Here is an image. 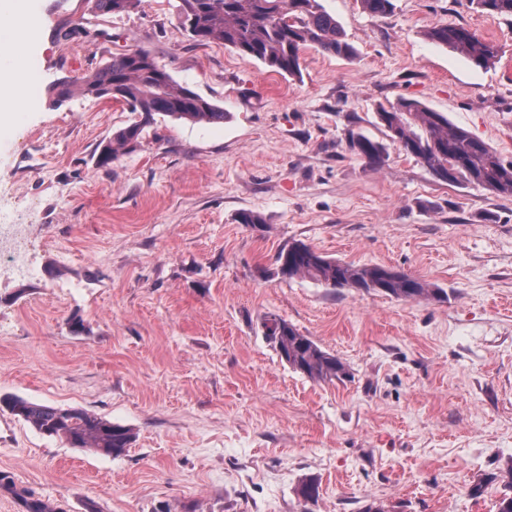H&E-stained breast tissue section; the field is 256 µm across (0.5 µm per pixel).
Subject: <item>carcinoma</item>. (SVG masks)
<instances>
[{
    "label": "carcinoma",
    "mask_w": 512,
    "mask_h": 512,
    "mask_svg": "<svg viewBox=\"0 0 512 512\" xmlns=\"http://www.w3.org/2000/svg\"><path fill=\"white\" fill-rule=\"evenodd\" d=\"M142 0H86L87 8L100 14H130ZM363 10L383 16L392 0H360ZM489 14L512 17V0H472ZM178 17L196 45L221 43L251 57L271 71L289 77L300 74L301 53L307 48L350 58L354 48L339 23L318 0H180ZM429 40L464 56L475 65L487 67L498 55L497 45L468 28L438 23L430 27ZM53 101L61 104L75 97H110L139 114L134 121L112 134L99 156L107 166L123 149H133L144 139V129L162 115L174 121L222 123L220 107L179 85L153 54L137 48L112 55L98 69L77 79L54 84ZM377 117L388 142L363 133L351 136L350 149L370 167L382 165L389 146L423 163L441 182L454 186H476L497 195L512 196V163L504 162L488 144L453 124L447 116L414 100H401ZM286 263L288 278L301 277L328 288H353L409 300H442L446 292L401 271L382 265H355L324 256L309 245L294 242L281 249L276 263ZM263 335L280 358L293 370L316 382L341 380L346 365L323 350L282 318L270 316L263 322ZM0 406L29 423L36 431L68 442L74 448L89 449L118 457L133 439L130 428L89 413L81 408L55 407L19 396L1 397Z\"/></svg>",
    "instance_id": "cac0c4a2"
}]
</instances>
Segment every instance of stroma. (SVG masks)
Wrapping results in <instances>:
<instances>
[{
    "label": "stroma",
    "mask_w": 512,
    "mask_h": 512,
    "mask_svg": "<svg viewBox=\"0 0 512 512\" xmlns=\"http://www.w3.org/2000/svg\"><path fill=\"white\" fill-rule=\"evenodd\" d=\"M355 54L309 48L295 78L221 44L193 45L179 0L94 15L18 0L1 48L37 92L0 115V224L27 225L30 277L0 268V396L80 407L131 428L113 458L0 411V512H496L512 467V197L438 181L389 148L373 168L350 133L384 140L380 107L444 113L512 161V18L471 0H320ZM73 20L78 34L57 38ZM460 24L499 47L489 68L430 41ZM151 49L216 105L218 124L158 120L102 167L121 102L55 105L58 80ZM264 226L237 223L238 212ZM408 273L448 298L397 300L276 273L294 242ZM285 319L346 363L317 383L262 334ZM306 478L319 498L297 495ZM486 481L480 498L469 489Z\"/></svg>",
    "instance_id": "1"
}]
</instances>
